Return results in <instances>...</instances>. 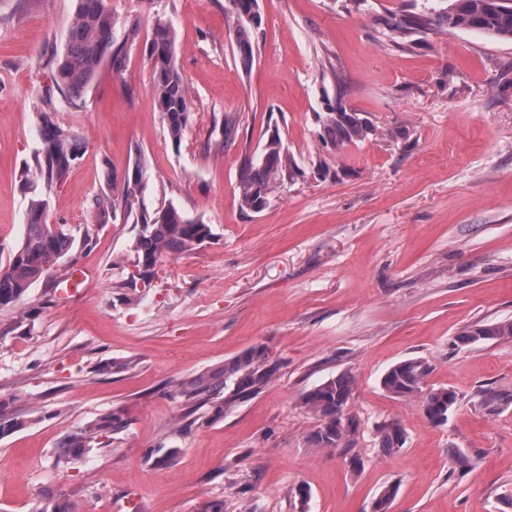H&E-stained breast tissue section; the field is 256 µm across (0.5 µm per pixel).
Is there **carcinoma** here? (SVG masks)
<instances>
[{
    "label": "carcinoma",
    "instance_id": "cac0c4a2",
    "mask_svg": "<svg viewBox=\"0 0 512 512\" xmlns=\"http://www.w3.org/2000/svg\"><path fill=\"white\" fill-rule=\"evenodd\" d=\"M225 13L228 31L234 36V50L243 68L254 61L253 29L261 23L258 0H228ZM440 28L481 30L501 41H512V0H449L448 8L431 19L418 14H402L389 21L390 32L405 38L412 31ZM141 25L132 21L125 25L121 40L114 37V21L107 0H77L69 27L64 52L47 64V83L43 87V102L53 103L55 95L78 98L95 79L102 64L109 63L113 73L125 69L128 49L138 43ZM176 31L168 21L157 20L145 49L151 61L152 103L166 122L172 142H181L191 119L189 87L175 64ZM43 119V148L34 164L25 168L24 185L34 191L28 205V223L24 238L0 268V310L17 306L28 289L37 281L51 275L52 265L72 248L75 237L60 224L53 228L46 222L48 197L52 189L63 184L81 155V137L53 123L50 113ZM241 116L226 112L221 121L224 144L238 137ZM321 138L340 148L347 143L363 141L378 135L372 122L356 112H348L341 103H330L327 112L319 117ZM298 172V166L277 129L272 130L262 148L245 158L239 173V202L245 212L259 213L269 204L278 184ZM142 167L134 161L132 170L122 180L112 179L108 190L95 198L91 217L96 224H106L122 205L126 219L138 225L134 251L137 253L138 276L151 279L153 268L164 257H176L199 248L212 236L211 226L199 217H190L170 205L148 211L142 193ZM512 336V320L477 323L462 331L457 343L469 346L481 341ZM278 363L266 348L253 347L211 372H203L186 383L190 396L216 394L221 387L230 389L224 403L215 404L218 414L224 406L244 395L258 392L275 373ZM429 374L426 362L407 359L391 366L381 379V386L401 397L422 396V409L427 420L440 425L456 404V393L448 389L423 392ZM354 377L341 373L304 392L303 407L319 418L310 440L317 448H337L357 431L358 423L346 416L345 409L354 388ZM120 415L109 413L86 429L68 435L61 443L65 456L77 455L91 447L94 437L102 431L123 427ZM405 440L404 429L397 422L384 427L381 447L399 448Z\"/></svg>",
    "mask_w": 512,
    "mask_h": 512
}]
</instances>
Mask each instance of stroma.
Instances as JSON below:
<instances>
[{"mask_svg": "<svg viewBox=\"0 0 512 512\" xmlns=\"http://www.w3.org/2000/svg\"><path fill=\"white\" fill-rule=\"evenodd\" d=\"M249 71L236 65L227 0H108L116 28L157 19L177 32L175 60L191 93L180 143L151 100L152 69L133 46L122 76L101 67L81 98L40 91L62 53L76 0H0V266L22 242L30 192L21 181L43 147L42 112L84 137L47 220L88 228L53 279L0 310V414L24 428L0 439V512H499L512 493V337L457 347L478 322L512 320V42L473 29L418 30L396 44L392 14L441 13L447 0H258ZM379 137L336 149L318 137L332 101ZM228 112L234 145L214 132ZM278 126L301 174L258 214L243 212L245 153ZM405 129L403 139L384 131ZM151 210L175 205L212 238L134 276L136 229L87 224L109 177L133 160ZM88 269L82 296L57 284ZM256 346L279 367L261 390L216 413L183 384ZM426 361L428 387L457 402L431 424L420 397L383 390L394 364ZM356 379L348 444L314 448L316 417L299 398L340 373ZM82 454L69 434L103 415ZM405 430L385 450L383 424ZM174 448L173 463L151 452ZM476 455L461 470L453 451ZM308 490L299 497L297 487ZM124 421L119 414L109 413L101 417L86 429L68 435L61 443L60 448L64 456L77 455L85 448H90L94 437L102 431H115L123 427Z\"/></svg>", "mask_w": 512, "mask_h": 512, "instance_id": "obj_1", "label": "stroma"}]
</instances>
